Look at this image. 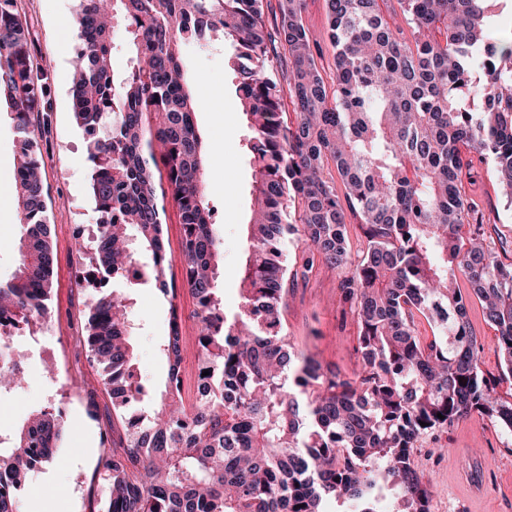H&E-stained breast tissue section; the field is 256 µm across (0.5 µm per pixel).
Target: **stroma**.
Listing matches in <instances>:
<instances>
[{
  "mask_svg": "<svg viewBox=\"0 0 512 512\" xmlns=\"http://www.w3.org/2000/svg\"><path fill=\"white\" fill-rule=\"evenodd\" d=\"M79 0H21L34 61L44 74L47 109L40 116L39 139L43 186L53 242L51 315L46 324L15 334V348L25 351L27 382L0 398V431L19 426L41 407L59 409L65 432L60 461L45 464L20 495L21 512H97L104 489L96 472L102 451L119 447L122 426L112 423V399L90 362L86 343L88 305L94 296L83 285L88 261L75 244L91 237L96 214L88 192L90 163L86 137L72 109V65L76 39L72 28ZM228 48L214 41L206 51L186 50L188 75L199 99L198 129L212 158L207 189L215 219L224 235V263L219 286L226 309L239 301L240 267L250 214L252 167L249 130L227 65ZM223 93L224 111L212 110L214 93ZM16 133L6 110H0V281L12 278L21 236L13 197ZM463 189L479 208L498 212L501 236L512 241V202L501 193L491 161H475ZM337 271L317 267L299 282L285 308L288 336L297 348L323 367L352 378L359 370L356 315L340 302ZM137 368L150 383L161 384L168 365L158 345L168 334L170 306H178L187 323L181 384L184 398L197 389L196 304L188 290L177 288L174 301L156 289H134ZM416 461L430 479V512H512V444L495 423L472 416L419 440Z\"/></svg>",
  "mask_w": 512,
  "mask_h": 512,
  "instance_id": "35a3bbf8",
  "label": "stroma"
}]
</instances>
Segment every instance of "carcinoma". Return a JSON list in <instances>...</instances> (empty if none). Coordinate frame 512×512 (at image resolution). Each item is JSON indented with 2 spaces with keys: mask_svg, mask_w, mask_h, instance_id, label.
Listing matches in <instances>:
<instances>
[{
  "mask_svg": "<svg viewBox=\"0 0 512 512\" xmlns=\"http://www.w3.org/2000/svg\"><path fill=\"white\" fill-rule=\"evenodd\" d=\"M406 27L379 0H326L332 90L304 23L305 0H81L72 98L87 135L97 213L91 262L101 282L86 342L112 394L125 441L104 452L100 512H430L433 490L416 443L474 414L512 433V401L494 397L466 277L512 377V261L485 246L484 215L461 188L473 157L492 159L512 200V37L489 35L509 0H396ZM124 23L127 69L112 65ZM221 37L247 116L253 210L229 312L218 288L224 241L207 199V156L184 50ZM287 61V86L275 64ZM295 119H285L284 98ZM18 135L13 189L23 235L13 278L0 282V396L25 379L9 327L50 315L54 254L34 115L46 108L17 0H0V101ZM338 178H333L330 169ZM167 183L182 224L185 284L197 303L199 378L193 411L176 383L183 340L159 396L137 373L130 289L170 300L163 233ZM365 247L352 251L349 218ZM469 235L463 236V228ZM322 265L341 274L357 316L359 372L325 369L285 330L288 293ZM431 335L422 336L419 321ZM65 422L32 413L0 438V512H20L31 473L54 459Z\"/></svg>",
  "mask_w": 512,
  "mask_h": 512,
  "instance_id": "cac0c4a2",
  "label": "carcinoma"
}]
</instances>
